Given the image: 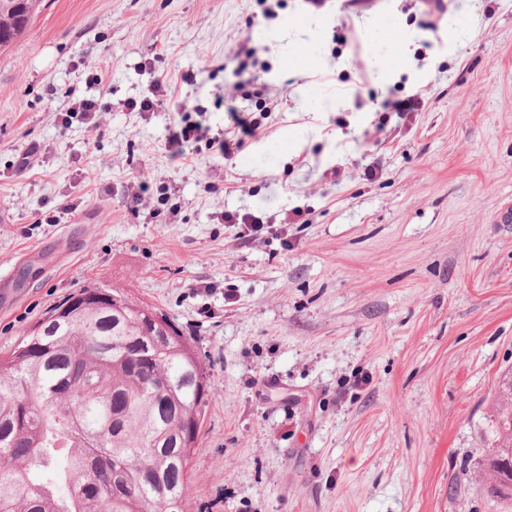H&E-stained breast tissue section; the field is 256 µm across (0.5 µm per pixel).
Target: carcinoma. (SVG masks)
<instances>
[{
	"label": "carcinoma",
	"mask_w": 512,
	"mask_h": 512,
	"mask_svg": "<svg viewBox=\"0 0 512 512\" xmlns=\"http://www.w3.org/2000/svg\"><path fill=\"white\" fill-rule=\"evenodd\" d=\"M40 0H0V50ZM123 303L92 307L101 291ZM87 307L48 318L0 358V512H183L208 375L169 319L117 288L80 290ZM483 466L512 498V376L494 396Z\"/></svg>",
	"instance_id": "carcinoma-1"
}]
</instances>
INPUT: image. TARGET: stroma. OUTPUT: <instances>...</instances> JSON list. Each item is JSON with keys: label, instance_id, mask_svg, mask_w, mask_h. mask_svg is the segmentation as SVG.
Wrapping results in <instances>:
<instances>
[{"label": "stroma", "instance_id": "obj_1", "mask_svg": "<svg viewBox=\"0 0 512 512\" xmlns=\"http://www.w3.org/2000/svg\"><path fill=\"white\" fill-rule=\"evenodd\" d=\"M446 4L43 0L0 51V354L91 284L165 314L211 378L186 512H512L478 479L512 371V0ZM245 40L249 115L270 117L230 158L171 161L175 98L233 131ZM419 89L406 118L378 112ZM82 98L111 105L98 130L57 121ZM135 176L157 215L131 208ZM234 58L237 61L234 75L238 79L235 81L224 82V101L236 103L238 101H247L249 93L246 88L251 84L250 77L242 79L245 74H249L250 69H255L257 66L264 68L260 63L257 49L250 45L248 40L240 42L234 50Z\"/></svg>", "mask_w": 512, "mask_h": 512}]
</instances>
